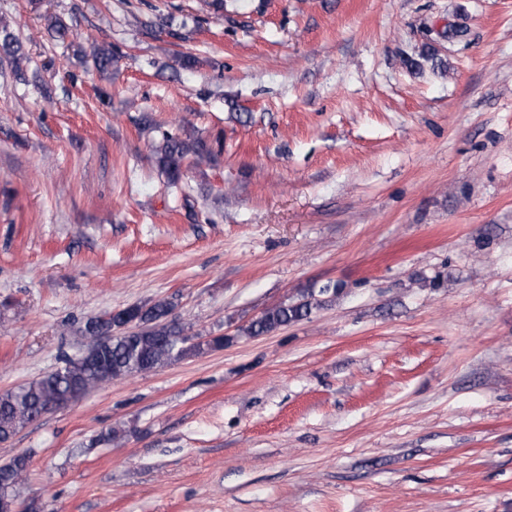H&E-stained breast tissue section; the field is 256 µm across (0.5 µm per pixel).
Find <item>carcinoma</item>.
<instances>
[{"mask_svg": "<svg viewBox=\"0 0 512 512\" xmlns=\"http://www.w3.org/2000/svg\"><path fill=\"white\" fill-rule=\"evenodd\" d=\"M0 55L12 72L21 70L24 53L17 36L9 31V24L0 18ZM90 57L98 71L112 73L118 66L119 53L106 45H92ZM161 161L166 167L172 183L179 181L180 168L184 160L191 158L202 162L212 157L213 148L204 140L185 141L166 134L159 146ZM318 303L307 294L298 301L268 309L252 321L245 329L249 336L269 333L282 326L308 318ZM171 304L158 301L148 308L131 312L137 319L140 333H124L112 337L111 347L89 359L78 356L64 360L63 366L34 379L18 388L0 394V442L35 420L47 405L67 398L71 389L80 386L91 391L105 385L100 365L106 363L112 370V377L124 378L150 371L178 360L190 353H202L210 348L224 345V337L214 336L191 345L179 339L185 327L167 320ZM121 320V314L106 313L91 320L83 329L87 342L103 330L112 329ZM29 459L25 455L14 457L0 465V494L17 497L18 488L25 482Z\"/></svg>", "mask_w": 512, "mask_h": 512, "instance_id": "carcinoma-1", "label": "carcinoma"}]
</instances>
